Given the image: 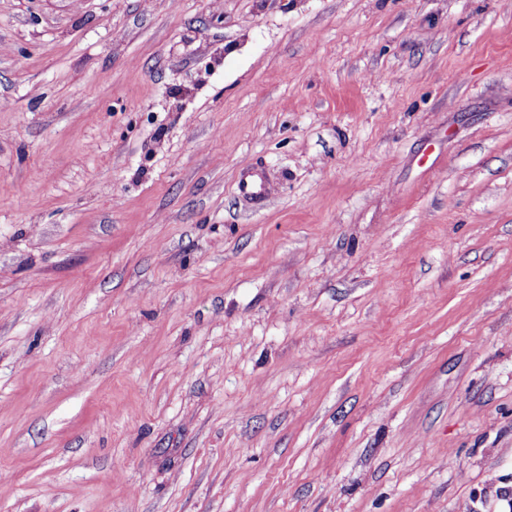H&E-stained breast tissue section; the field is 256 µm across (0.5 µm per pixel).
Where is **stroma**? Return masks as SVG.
<instances>
[{
    "instance_id": "1",
    "label": "stroma",
    "mask_w": 512,
    "mask_h": 512,
    "mask_svg": "<svg viewBox=\"0 0 512 512\" xmlns=\"http://www.w3.org/2000/svg\"><path fill=\"white\" fill-rule=\"evenodd\" d=\"M0 512H512V0H0ZM237 190L241 196L262 203L270 196L272 188L264 171L257 167H251L241 173Z\"/></svg>"
}]
</instances>
